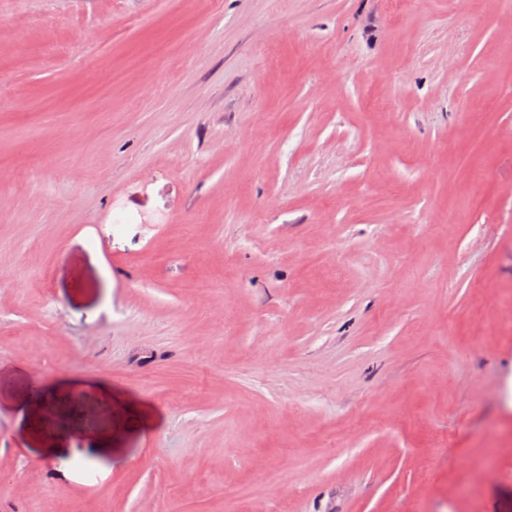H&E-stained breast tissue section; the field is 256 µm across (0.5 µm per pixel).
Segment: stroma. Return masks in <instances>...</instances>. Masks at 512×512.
Segmentation results:
<instances>
[{
  "label": "stroma",
  "mask_w": 512,
  "mask_h": 512,
  "mask_svg": "<svg viewBox=\"0 0 512 512\" xmlns=\"http://www.w3.org/2000/svg\"><path fill=\"white\" fill-rule=\"evenodd\" d=\"M0 512H512V10L0 0Z\"/></svg>",
  "instance_id": "stroma-1"
}]
</instances>
